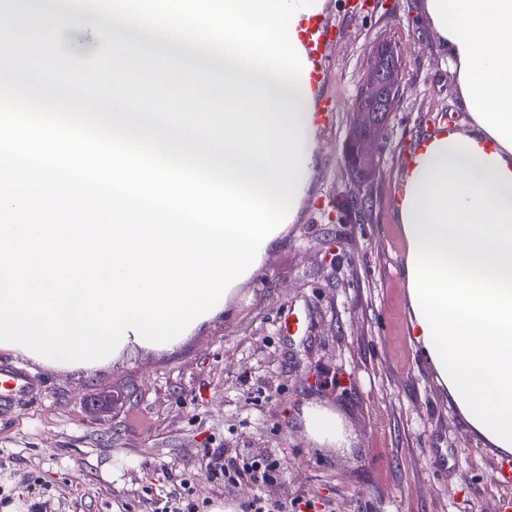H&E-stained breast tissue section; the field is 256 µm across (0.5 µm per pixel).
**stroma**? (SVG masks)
Masks as SVG:
<instances>
[{
    "mask_svg": "<svg viewBox=\"0 0 512 512\" xmlns=\"http://www.w3.org/2000/svg\"><path fill=\"white\" fill-rule=\"evenodd\" d=\"M334 34L308 195L258 273L221 317L177 350L124 355L71 373L0 349L27 392L0 401V512H247L250 487L224 484L230 459L277 464L267 499L306 512H505L502 458L449 399L411 335L407 242L393 200L416 141L466 126L455 75L419 0H326ZM402 55V87L363 224L343 163L349 107L373 49ZM296 313L300 333L283 330ZM338 413L343 448L318 444L300 414Z\"/></svg>",
    "mask_w": 512,
    "mask_h": 512,
    "instance_id": "stroma-1",
    "label": "stroma"
}]
</instances>
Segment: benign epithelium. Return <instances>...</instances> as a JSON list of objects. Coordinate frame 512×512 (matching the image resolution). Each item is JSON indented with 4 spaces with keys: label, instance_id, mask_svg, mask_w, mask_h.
Here are the masks:
<instances>
[{
    "label": "benign epithelium",
    "instance_id": "7a95c632",
    "mask_svg": "<svg viewBox=\"0 0 512 512\" xmlns=\"http://www.w3.org/2000/svg\"><path fill=\"white\" fill-rule=\"evenodd\" d=\"M402 83V62L396 49L388 44L373 50L365 78V88L350 107L351 127L356 136L348 139L344 153L347 169L358 166L353 178L359 186L356 202L367 195L364 184L375 176L383 151L384 130L393 112Z\"/></svg>",
    "mask_w": 512,
    "mask_h": 512
}]
</instances>
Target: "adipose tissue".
Here are the masks:
<instances>
[{
    "instance_id": "1",
    "label": "adipose tissue",
    "mask_w": 512,
    "mask_h": 512,
    "mask_svg": "<svg viewBox=\"0 0 512 512\" xmlns=\"http://www.w3.org/2000/svg\"><path fill=\"white\" fill-rule=\"evenodd\" d=\"M466 127L420 139L394 205L411 330L471 428L512 454V0H421Z\"/></svg>"
}]
</instances>
